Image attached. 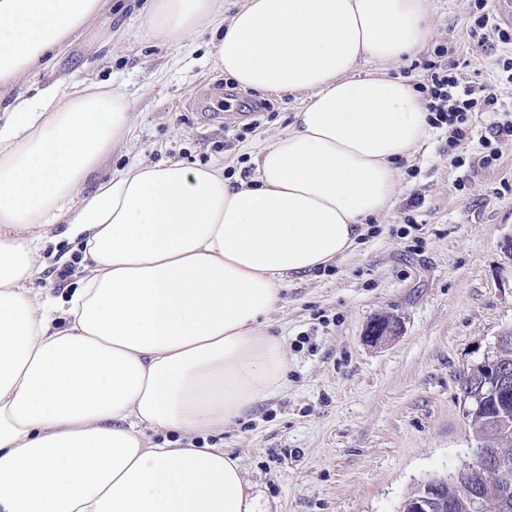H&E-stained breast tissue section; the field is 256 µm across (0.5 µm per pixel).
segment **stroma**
Instances as JSON below:
<instances>
[{
	"mask_svg": "<svg viewBox=\"0 0 512 512\" xmlns=\"http://www.w3.org/2000/svg\"><path fill=\"white\" fill-rule=\"evenodd\" d=\"M143 3L112 0L20 92L29 98L60 79L70 92L105 84L130 102L129 144L89 177L86 191L138 158L190 168L220 162L227 178H243L258 147L292 123L301 98L240 89L228 119L210 120L233 84L210 57L211 31L179 46L147 38ZM472 7L428 0L431 37L390 72L416 83V57L448 41L462 81L496 84L501 108L512 110V84L496 64L505 48L471 32ZM242 101L266 108L243 116ZM495 119L473 115L471 163L461 168L450 163L447 135L432 130L401 160L394 205L371 221L376 234L335 264L289 277L271 317L272 334L285 341L286 386L208 438L239 457L259 512H399L418 484L471 461L460 375L512 329V255L503 248L512 235V142L500 144L492 165L479 163V141ZM416 193L423 202L409 208ZM411 223L419 229L412 249L401 237ZM61 231L49 228L51 257L34 282L55 296L83 260ZM64 253L68 261L58 263ZM381 316L396 320L398 332L376 344L366 331Z\"/></svg>",
	"mask_w": 512,
	"mask_h": 512,
	"instance_id": "1",
	"label": "stroma"
}]
</instances>
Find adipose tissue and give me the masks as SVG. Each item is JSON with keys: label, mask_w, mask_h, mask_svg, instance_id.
<instances>
[{"label": "adipose tissue", "mask_w": 512, "mask_h": 512, "mask_svg": "<svg viewBox=\"0 0 512 512\" xmlns=\"http://www.w3.org/2000/svg\"><path fill=\"white\" fill-rule=\"evenodd\" d=\"M106 5L0 0V91ZM145 13L170 45L216 25L225 75L305 100L249 179L139 159L85 196L129 142L130 103L56 82L14 99L0 122V512H258L239 459L195 440L282 389L268 320L286 277L345 258L430 134L419 93L388 73L428 39L427 0H245L229 18L224 0H147ZM53 224L85 260L58 298L33 286Z\"/></svg>", "instance_id": "1"}]
</instances>
